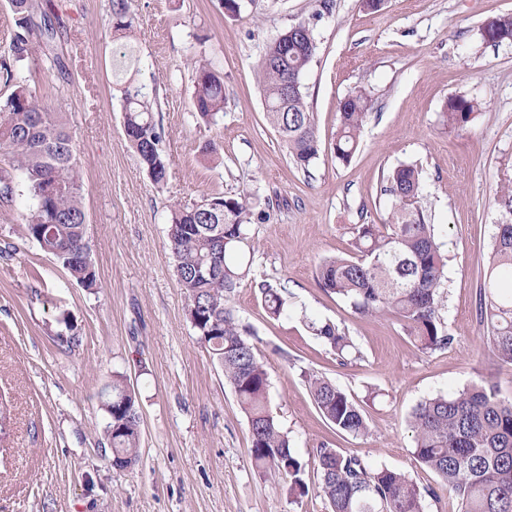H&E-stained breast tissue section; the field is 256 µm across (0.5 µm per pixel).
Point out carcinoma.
Instances as JSON below:
<instances>
[{
  "label": "carcinoma",
  "instance_id": "1",
  "mask_svg": "<svg viewBox=\"0 0 512 512\" xmlns=\"http://www.w3.org/2000/svg\"><path fill=\"white\" fill-rule=\"evenodd\" d=\"M14 30L8 60L0 62L11 92L0 101V198L9 200L22 180L31 205L20 227L21 236L51 256L85 288L96 285V270L87 236L82 195V171L73 137L61 113L18 80L13 67L32 51L47 45V13H37L32 0H9ZM112 30L126 38L134 31L129 0H111ZM483 27L490 42H512V14L487 19ZM291 36L271 41L256 68L269 123L277 132L297 167L308 171L319 156L313 113L299 86L287 97L288 81L299 79L312 62V29L300 21L289 28ZM124 133L147 169L160 185L166 163L159 152L160 134L154 110L144 88L128 80L121 89ZM194 107L198 117L215 123L224 111V81L204 66L196 70ZM371 99L364 88L348 94L339 104V123L333 143L335 157L345 163L356 152L369 116ZM476 98L453 96L444 105V121L462 128L481 111ZM422 172L400 165L387 176L386 192L394 201L389 223L354 225V253L325 259L317 277L324 290L350 301L364 316L397 315L422 351L445 349L452 335L444 322L442 282L444 263L434 225L425 220L418 205ZM496 203L503 221L496 225L490 265L479 292V318L487 329L489 350L499 360L512 363V190ZM254 211L252 194L242 190L232 196L214 194L193 204L170 210L168 239L176 261L177 280L188 299L187 317L199 343L224 372L245 412L249 448L255 469L274 473L288 482L295 498L309 494L306 469L316 472V493L331 512H425V496L404 473L375 468L361 457L348 455L325 443L300 460L291 450L268 406L269 373L249 340L252 331L239 320L231 295L247 275L231 243L246 239L251 224L262 219ZM214 264L219 275L200 277L198 268ZM283 288L264 285L268 313L284 311ZM310 328L344 364L354 351L345 333L330 322H312ZM309 393L323 418L340 432L354 437L368 433L360 405L330 380L307 377ZM107 415L105 432L112 461L119 468L138 461L140 414L134 391L121 375L102 393ZM415 457L433 471L440 485L458 498L460 512H512V399L499 397L488 381L447 395L427 398L411 413Z\"/></svg>",
  "mask_w": 512,
  "mask_h": 512
}]
</instances>
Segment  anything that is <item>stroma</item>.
Instances as JSON below:
<instances>
[{"label": "stroma", "mask_w": 512, "mask_h": 512, "mask_svg": "<svg viewBox=\"0 0 512 512\" xmlns=\"http://www.w3.org/2000/svg\"><path fill=\"white\" fill-rule=\"evenodd\" d=\"M58 16L49 46L17 74L63 114L83 170L87 235L97 286L70 279L21 237L24 185L0 200V512H329L316 494L289 498L282 479L258 474L248 420L187 319L167 229L174 203L249 191L270 218L251 226L252 271L233 297L269 372V404L296 456L333 444L372 466L405 472L421 488L437 476L414 455L408 427L421 401L491 380L512 398V364L483 342L477 318L501 212L496 177L512 174V43L491 45L481 27L512 14V0H129L130 38L109 24L110 0H34ZM316 51L302 77L322 151L298 168L266 114L255 65L298 21ZM224 78L217 123L197 120L194 66ZM155 97L163 185L128 143L120 89ZM365 87L373 106L350 162L335 158L340 100ZM483 101L465 127L443 126L449 97ZM423 170L420 206L445 262L442 315L448 348L419 350L392 315L362 316L317 280L319 263L353 250L355 224L386 223L388 173ZM285 288L284 315L268 314L261 284ZM335 323L356 356L339 363L308 327ZM72 325L78 343L58 345ZM323 375L363 408L369 433L339 434L314 404L304 375ZM126 376L141 416V455L112 467L99 394Z\"/></svg>", "instance_id": "stroma-1"}]
</instances>
